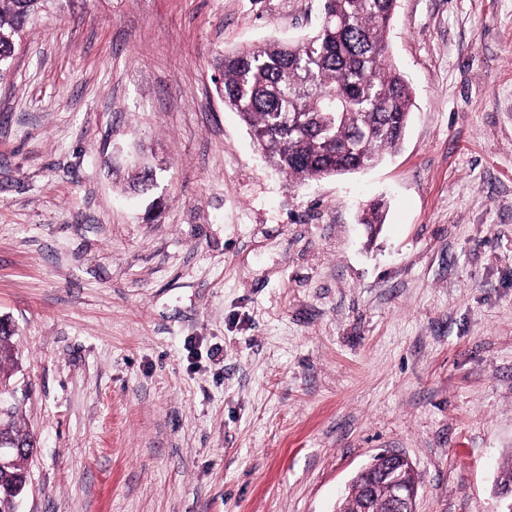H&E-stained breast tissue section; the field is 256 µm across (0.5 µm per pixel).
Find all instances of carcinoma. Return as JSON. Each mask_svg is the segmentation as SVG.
I'll return each mask as SVG.
<instances>
[{
    "mask_svg": "<svg viewBox=\"0 0 512 512\" xmlns=\"http://www.w3.org/2000/svg\"><path fill=\"white\" fill-rule=\"evenodd\" d=\"M52 0H0V80L11 74L25 27ZM393 0H324L316 33L298 44L269 42L226 52L214 67L217 93L239 114L264 156L292 183L354 172L396 151L410 114L411 88L390 63L386 34ZM150 167L132 186H154ZM13 332L0 328V374L14 359ZM0 430L20 442L17 462L0 471V512L25 491V463L34 436L16 411Z\"/></svg>",
    "mask_w": 512,
    "mask_h": 512,
    "instance_id": "carcinoma-1",
    "label": "carcinoma"
}]
</instances>
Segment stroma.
I'll return each mask as SVG.
<instances>
[{"mask_svg":"<svg viewBox=\"0 0 512 512\" xmlns=\"http://www.w3.org/2000/svg\"><path fill=\"white\" fill-rule=\"evenodd\" d=\"M322 13L71 0L28 30L0 82V317L37 439L18 512H333L385 450L415 466L417 512H502L512 0H398L400 150L295 185L213 61Z\"/></svg>","mask_w":512,"mask_h":512,"instance_id":"35a3bbf8","label":"stroma"}]
</instances>
